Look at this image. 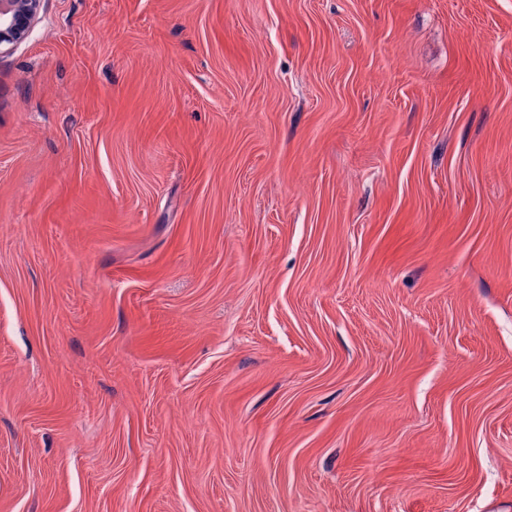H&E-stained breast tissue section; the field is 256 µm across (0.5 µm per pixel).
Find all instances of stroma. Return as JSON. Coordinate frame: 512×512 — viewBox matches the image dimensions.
Returning a JSON list of instances; mask_svg holds the SVG:
<instances>
[{
    "instance_id": "obj_1",
    "label": "stroma",
    "mask_w": 512,
    "mask_h": 512,
    "mask_svg": "<svg viewBox=\"0 0 512 512\" xmlns=\"http://www.w3.org/2000/svg\"><path fill=\"white\" fill-rule=\"evenodd\" d=\"M0 512H512V0H43Z\"/></svg>"
}]
</instances>
